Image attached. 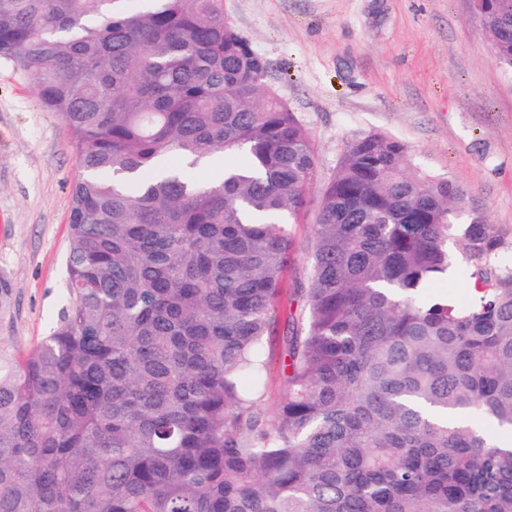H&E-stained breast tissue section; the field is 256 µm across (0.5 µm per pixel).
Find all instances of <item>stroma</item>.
Here are the masks:
<instances>
[{
    "label": "stroma",
    "mask_w": 512,
    "mask_h": 512,
    "mask_svg": "<svg viewBox=\"0 0 512 512\" xmlns=\"http://www.w3.org/2000/svg\"><path fill=\"white\" fill-rule=\"evenodd\" d=\"M224 13L316 151L310 204L290 227L280 316L304 305L320 190L356 136L398 139L416 167L512 227V72L494 61L469 0H224ZM79 175L69 128L41 106L29 75L0 61V271L13 285L1 343L37 344L62 306Z\"/></svg>",
    "instance_id": "1"
}]
</instances>
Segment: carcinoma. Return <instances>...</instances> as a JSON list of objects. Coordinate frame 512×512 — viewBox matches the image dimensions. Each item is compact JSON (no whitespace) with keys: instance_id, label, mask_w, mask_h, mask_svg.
I'll use <instances>...</instances> for the list:
<instances>
[{"instance_id":"1","label":"carcinoma","mask_w":512,"mask_h":512,"mask_svg":"<svg viewBox=\"0 0 512 512\" xmlns=\"http://www.w3.org/2000/svg\"><path fill=\"white\" fill-rule=\"evenodd\" d=\"M0 0V59L71 131L66 305L0 345V512H512V228L378 133L316 172L224 0ZM512 72V0H481ZM454 241L472 296L428 297ZM12 284L0 275V321ZM288 397L262 409L268 336Z\"/></svg>"}]
</instances>
